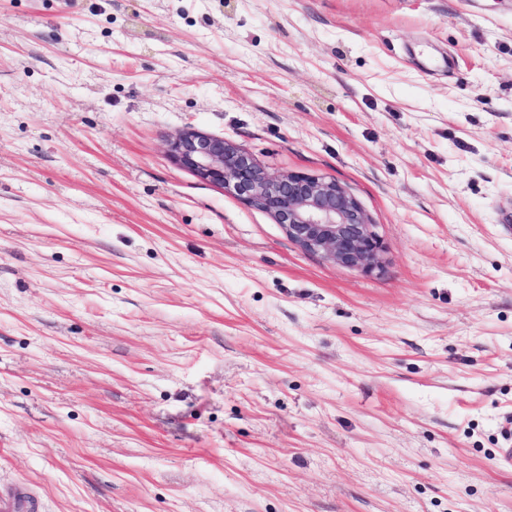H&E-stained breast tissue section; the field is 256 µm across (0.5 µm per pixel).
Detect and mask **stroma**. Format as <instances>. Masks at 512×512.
Returning <instances> with one entry per match:
<instances>
[{
	"instance_id": "35a3bbf8",
	"label": "stroma",
	"mask_w": 512,
	"mask_h": 512,
	"mask_svg": "<svg viewBox=\"0 0 512 512\" xmlns=\"http://www.w3.org/2000/svg\"><path fill=\"white\" fill-rule=\"evenodd\" d=\"M332 178L370 272L176 164ZM512 0H0V485L37 512H512Z\"/></svg>"
}]
</instances>
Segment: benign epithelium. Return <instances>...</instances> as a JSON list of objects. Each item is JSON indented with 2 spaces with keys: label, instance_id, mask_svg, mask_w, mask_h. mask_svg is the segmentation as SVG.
<instances>
[{
  "label": "benign epithelium",
  "instance_id": "7a95c632",
  "mask_svg": "<svg viewBox=\"0 0 512 512\" xmlns=\"http://www.w3.org/2000/svg\"><path fill=\"white\" fill-rule=\"evenodd\" d=\"M168 152L200 179L270 214L303 250L346 268L371 271L381 265L383 246L375 224L338 181L270 174L231 141L195 129L171 138Z\"/></svg>",
  "mask_w": 512,
  "mask_h": 512
}]
</instances>
